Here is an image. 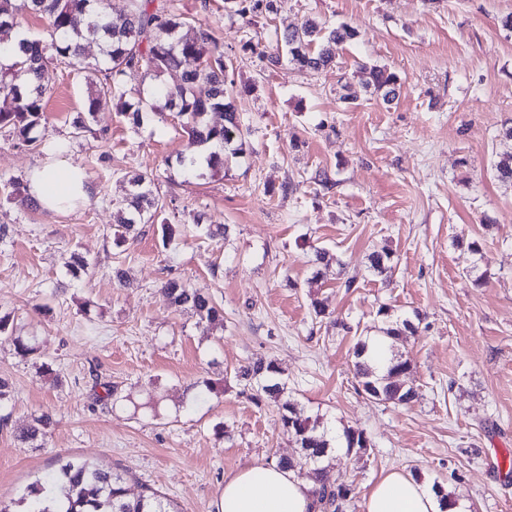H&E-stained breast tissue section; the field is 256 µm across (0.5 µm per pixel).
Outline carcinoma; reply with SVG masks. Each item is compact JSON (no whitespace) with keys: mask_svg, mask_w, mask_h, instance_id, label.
I'll list each match as a JSON object with an SVG mask.
<instances>
[{"mask_svg":"<svg viewBox=\"0 0 512 512\" xmlns=\"http://www.w3.org/2000/svg\"><path fill=\"white\" fill-rule=\"evenodd\" d=\"M224 8L245 18L274 10L273 0H224ZM24 14L47 21L49 40L26 33L19 21ZM357 32L348 25L327 28L314 19L284 34V49L290 62L302 69L319 71L336 63L341 46ZM99 45V55H86L91 42ZM57 60L78 73L97 76L95 93L84 109L70 122L73 134L93 133L91 120L102 101H111L116 112L132 126L140 127L149 115L168 110L180 120L182 131L203 148L198 156H181L180 170L193 176L202 168L218 170L243 153L245 137L240 116L233 103V81L226 74L227 59L210 33L178 11L174 0H125L118 11L109 10L107 0H0V132L9 133L18 147H38L35 131L44 119V68ZM191 60L195 67L183 72L174 88L155 87L144 92L128 86L133 72L156 78ZM356 75L365 90H373L384 103L399 95L397 75L383 67L357 64ZM211 112L224 114V121L212 122ZM494 178L512 185V152L497 156L492 166ZM131 192L115 204L113 242L119 246L137 224H152L161 213L155 202L151 179L136 175ZM391 253L371 255V267L380 275L391 271ZM163 299L183 307L198 323L224 324V309L206 292L188 287L177 279L160 288ZM379 331L389 338L412 330L409 320L392 323L389 309ZM16 353L27 358L41 353L35 337L15 336ZM367 342L356 343L354 378L369 398L384 404H407L417 395L405 380L411 361L394 354L386 366L365 358ZM236 380L251 390L249 399L259 405L263 399L278 404L285 433L295 439L300 452L294 457H278L275 463L313 479V495L319 512H343L350 489L332 478L328 459L334 449L328 429L301 413L288 399L283 372L273 360H257L234 371ZM53 417L42 413L15 431L19 441L33 443L44 438ZM346 452L363 456L369 448L364 433L347 428L343 433ZM0 512H173L171 503L152 492L129 496L125 473L77 460L59 467L30 484L18 499L0 500Z\"/></svg>","mask_w":512,"mask_h":512,"instance_id":"carcinoma-1","label":"carcinoma"}]
</instances>
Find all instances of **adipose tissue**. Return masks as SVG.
<instances>
[{
	"mask_svg": "<svg viewBox=\"0 0 512 512\" xmlns=\"http://www.w3.org/2000/svg\"><path fill=\"white\" fill-rule=\"evenodd\" d=\"M30 194L43 208L62 202L89 203L93 187L78 167L48 157L29 175ZM313 485L294 471L274 463H257L228 474L216 512H316ZM366 512H442L434 484L394 471L371 491Z\"/></svg>",
	"mask_w": 512,
	"mask_h": 512,
	"instance_id": "1",
	"label": "adipose tissue"
}]
</instances>
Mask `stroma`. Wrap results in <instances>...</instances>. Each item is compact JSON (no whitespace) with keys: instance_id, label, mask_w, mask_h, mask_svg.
<instances>
[{"instance_id":"1","label":"stroma","mask_w":512,"mask_h":512,"mask_svg":"<svg viewBox=\"0 0 512 512\" xmlns=\"http://www.w3.org/2000/svg\"><path fill=\"white\" fill-rule=\"evenodd\" d=\"M233 61L235 106L248 130L230 167L184 178L178 157L193 147L172 113L134 130L104 106L93 134L70 138V121L93 85L59 62L47 65L38 148L0 134V179L27 181L62 142L95 193L63 212L32 204L27 189H0V312L14 332L44 340L42 359L17 355L0 337V377L11 417L0 423V499L10 500L59 457L116 468L129 492L158 491L179 512H215L224 476L268 456H293L276 404L254 405L228 373L275 360L288 395L333 433L351 427L366 455L336 450L331 471L350 488L346 512H366L374 485L404 471L439 482L466 512H512V188L491 164L512 148V31L499 24L512 0H275L246 25L224 0H178ZM313 18L356 29L338 64L317 72L267 68L246 41L275 45ZM395 73L392 104L362 91L343 101L357 63ZM153 179L162 219L178 226L162 247L143 224L112 241V203L132 173ZM327 173L321 186L317 173ZM225 224L228 237H200L194 215ZM479 240L482 251L467 244ZM393 252L391 279L373 273L374 250ZM335 257L316 276L315 249ZM93 262L80 279L65 263ZM122 268L127 286L112 277ZM485 272L475 284L472 270ZM170 278L215 296L223 331L169 307ZM325 315H316L314 302ZM387 305L412 321L396 342L419 391L407 405L357 393L353 351L377 335ZM48 364L52 376L40 374ZM118 385L119 406L92 399L94 380ZM223 395L197 400L204 380ZM51 412L45 440L24 444L17 426ZM230 435H215L216 424Z\"/></svg>"}]
</instances>
